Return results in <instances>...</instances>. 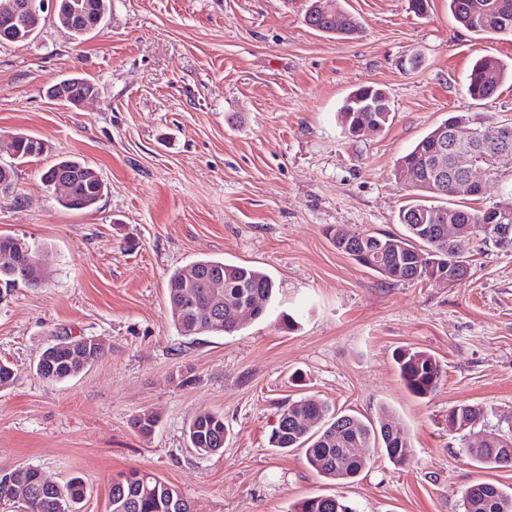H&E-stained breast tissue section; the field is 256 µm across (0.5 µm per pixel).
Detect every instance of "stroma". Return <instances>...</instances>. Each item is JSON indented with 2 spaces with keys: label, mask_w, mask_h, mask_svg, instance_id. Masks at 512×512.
<instances>
[{
  "label": "stroma",
  "mask_w": 512,
  "mask_h": 512,
  "mask_svg": "<svg viewBox=\"0 0 512 512\" xmlns=\"http://www.w3.org/2000/svg\"><path fill=\"white\" fill-rule=\"evenodd\" d=\"M353 36L315 31L309 0H112L104 29L81 41L54 19L23 44L0 45V135L26 132L46 151L13 164L0 235L47 258L42 281L0 294V475L40 469L81 477L78 512H107L113 477L141 469L174 485L197 512H290L340 495L355 512H460L469 486L512 487V468L476 467L450 407H489L477 434L512 427V253L472 244L454 285L392 282L338 251L330 229L402 233L408 201L395 163L452 113L512 124V81L469 97L477 58L512 64V36L464 29L448 0H340ZM92 80L97 96L60 104L47 89ZM381 88L394 118L346 134L337 115L356 88ZM93 167L106 191L88 211L63 207L41 176L58 160ZM199 259L257 267L276 293L261 320L230 335L176 331L171 274ZM295 327H285L283 314ZM63 336L93 337L105 354L78 376L36 372ZM431 353L444 369L421 399L393 354ZM314 397L376 418L388 408L415 448L396 465L369 448L366 469L336 483L301 454L270 447L282 405ZM222 414V453L198 454L188 424ZM144 413L149 436L133 427Z\"/></svg>",
  "instance_id": "35a3bbf8"
}]
</instances>
